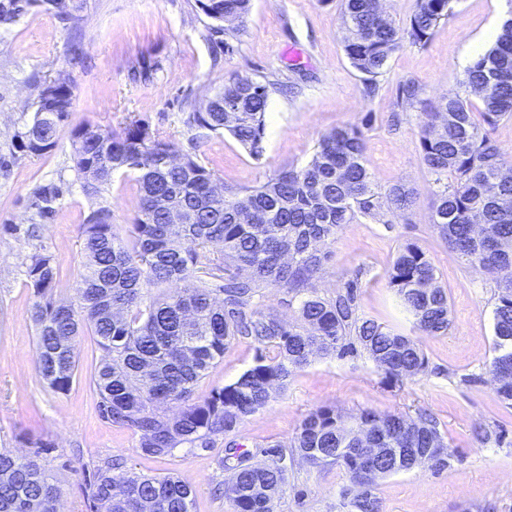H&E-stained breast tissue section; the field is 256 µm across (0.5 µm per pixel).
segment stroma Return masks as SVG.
<instances>
[{"label": "stroma", "mask_w": 512, "mask_h": 512, "mask_svg": "<svg viewBox=\"0 0 512 512\" xmlns=\"http://www.w3.org/2000/svg\"><path fill=\"white\" fill-rule=\"evenodd\" d=\"M511 13L512 0H454L427 45L399 44L371 97L344 50L341 0H252L235 34L220 29L198 0H87L74 26L30 5L0 32V448L18 449L25 436L50 442L43 462L59 488L61 512H91L86 487L93 470L115 457L130 474L191 481L192 512H233L229 499L213 494L231 476L222 464L229 448L265 463L269 446L289 448L304 417L323 406L347 420L370 409L412 419L427 414L437 422L448 467L423 465L378 480L381 512H512V407L498 400L489 373L496 281L450 252L432 226L435 185L420 149L424 117L418 109L396 110L397 90L408 80L434 102L457 92L475 57L472 44ZM235 75H264L280 85L269 98L266 151L259 160L229 134L186 123ZM55 78L66 79L73 91L57 145L41 155L20 152L15 136L32 119L40 85ZM133 120L158 130L178 153L196 151L220 182L242 186L308 162L331 130L359 127L375 183L409 184L418 199L393 223L346 225L313 282L333 296L357 281L359 314L416 340L428 359L425 370L390 384L364 350L314 356L235 432L215 437L210 447L183 446L162 458L143 455L130 430L99 418L90 378L102 351L93 336L84 335L77 346L70 391L47 387L35 367L29 258L52 255L58 268L54 299L76 302L86 217L106 207L118 230H125L137 214L138 184L135 173L119 172L98 195H87L74 168L71 132L86 124L117 130ZM50 184L60 195L42 216L35 192ZM406 242L426 254L448 293L444 334L419 331L388 286L387 272ZM258 353L251 339L232 340L195 398L233 383ZM482 428L504 432L502 443H480ZM349 486L343 467H317L297 457L274 510L348 512Z\"/></svg>", "instance_id": "obj_1"}]
</instances>
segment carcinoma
I'll list each match as a JSON object with an SVG mask.
<instances>
[{
  "mask_svg": "<svg viewBox=\"0 0 512 512\" xmlns=\"http://www.w3.org/2000/svg\"><path fill=\"white\" fill-rule=\"evenodd\" d=\"M251 0H220L224 16L239 30ZM26 0H0V27L22 14ZM452 10V0H417L408 22L399 26L382 15L376 0H343L341 28L344 50L352 66L365 75L364 93L378 90L382 74L399 42L426 44ZM492 85L484 93L479 88ZM461 91L437 103L424 97L420 84L409 80L399 89L397 106L427 110L420 131L421 161L434 176L437 190L431 224L448 249L471 267L503 274L494 309V356L489 372L497 395L512 405V179L500 177L507 153L490 135L500 120L512 117V18L495 42L464 70ZM275 83L266 77L233 76L224 83L226 112H194L188 124L229 133L259 160L265 152L266 113ZM475 95L480 107L470 96ZM43 93L25 131L16 135L20 151L41 155L56 146L57 133L69 111L44 112ZM171 144L138 120L119 131L78 127L72 131L73 161L83 189L96 195L118 171H134L139 206L133 224L121 233L106 207L92 211L83 224L86 261L77 288L78 304L57 302L52 293L57 267L53 256L35 254L27 278L37 300L36 370L49 388L66 393L77 369L76 346L89 333L102 358L92 384L99 417L138 435L148 457H165L183 444L212 443V437L234 431L263 408L271 391L288 386L294 372L316 354L343 356L355 345L368 353L391 382L412 379L424 371L427 358L411 337L358 314L356 283L325 297L313 284L314 274L329 259L318 249L336 240L342 228L386 210L401 218L418 192L399 183L376 189L366 156L363 132L338 127L323 135L310 161L289 165L253 186H223L198 155L185 153L180 164L168 165ZM190 221L174 224L157 197ZM58 188L36 192L40 213ZM483 232L473 230V216ZM387 280L416 327L428 334L448 331V295L435 269L414 243L397 251ZM180 288L167 291L170 284ZM281 288L297 302V318L286 322L260 308L263 290ZM245 336L270 347L233 383L193 398L200 380L224 356L230 340ZM405 419L365 410L356 425L346 427L336 411L321 407L301 422L291 454L267 451L266 463L236 456L224 495L234 512H274L288 472V456L315 466L343 467L351 484L359 482L357 459L363 451L359 435L366 430L381 449L378 474L354 503L358 512L379 507L375 482L424 464L410 448L446 445L437 423L427 417L410 421L412 434L402 432ZM34 452L17 457L0 451V512H57L58 489L41 460L50 443L25 438ZM194 485L180 476L128 475L113 459L98 467L87 487L94 512H191Z\"/></svg>",
  "mask_w": 512,
  "mask_h": 512,
  "instance_id": "obj_1",
  "label": "carcinoma"
}]
</instances>
